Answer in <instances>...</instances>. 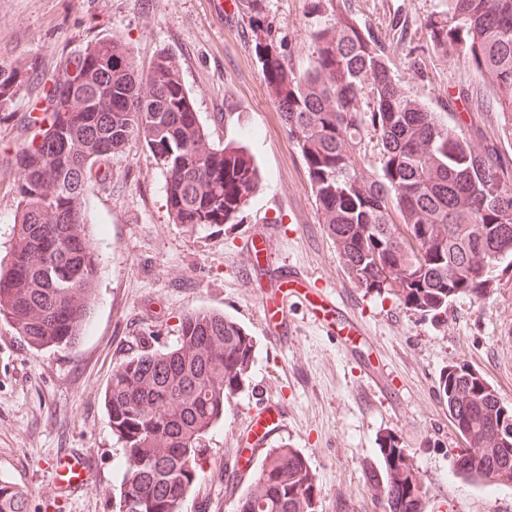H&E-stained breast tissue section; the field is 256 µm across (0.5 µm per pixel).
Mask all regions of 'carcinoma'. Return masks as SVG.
<instances>
[{
  "instance_id": "cac0c4a2",
  "label": "carcinoma",
  "mask_w": 512,
  "mask_h": 512,
  "mask_svg": "<svg viewBox=\"0 0 512 512\" xmlns=\"http://www.w3.org/2000/svg\"><path fill=\"white\" fill-rule=\"evenodd\" d=\"M266 0H238L255 33L269 97L308 172L320 223L349 278L423 316L448 314L460 298L482 299L497 281L501 252L512 266V187L496 151L473 149L398 84L370 35L336 0L316 13L302 69L289 65L264 26ZM435 49L464 55L491 78L503 140L512 143V0H448L429 22ZM35 134L13 157L17 213L7 264H0V317L28 346L66 349L83 335L95 297L98 255L89 244L86 186L94 168L131 144L166 172L172 223L189 230L231 224L257 189L245 149L211 143L185 88L179 60L159 53L143 73L126 42L102 35L70 57L35 101ZM378 133L379 162L362 153ZM256 340L222 312L185 315L176 343L139 350L112 369L104 400L121 445L118 512H184L203 478L210 432L245 386ZM439 398L465 447L456 474L476 485L512 483V406L478 371L448 365ZM375 512H425L423 480L394 439L370 471ZM235 512H319L306 456L286 443L266 449ZM0 512H28V494L0 478Z\"/></svg>"
}]
</instances>
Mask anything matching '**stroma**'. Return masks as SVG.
Masks as SVG:
<instances>
[{
	"instance_id": "1",
	"label": "stroma",
	"mask_w": 512,
	"mask_h": 512,
	"mask_svg": "<svg viewBox=\"0 0 512 512\" xmlns=\"http://www.w3.org/2000/svg\"><path fill=\"white\" fill-rule=\"evenodd\" d=\"M237 2L0 0V75L13 78L0 105V257L12 237V158L32 134L30 107L69 56L107 33L128 44L141 71L157 53L174 54L212 143L242 142L262 176L236 223L192 232L170 222L165 176L140 145L111 157L107 178L92 176L86 202L100 270L83 336L66 349L36 350L0 319V478L29 491L28 512H116L121 450L104 406L112 369L136 351L173 344L184 315L211 309L244 325L257 351L245 389L210 435L185 512H234L247 484L235 463L251 456L250 429L272 399L288 405L274 440L307 457L319 512H372L366 466L389 436L421 473L426 512H512V485L481 487L453 474L463 442L437 392L441 371L465 363L512 404V267L484 299H457L442 319L357 287L319 222L306 166L266 91L251 21ZM349 5L413 97L467 137L492 136L500 117L487 88L467 60L447 65L430 43L427 22L448 0ZM311 11V0H266L269 32L297 69L307 62ZM463 86L474 91L472 105L454 98ZM287 264L316 287L284 296ZM329 294L352 311L324 328L312 309ZM66 449L85 452L93 476L64 500L49 464Z\"/></svg>"
}]
</instances>
